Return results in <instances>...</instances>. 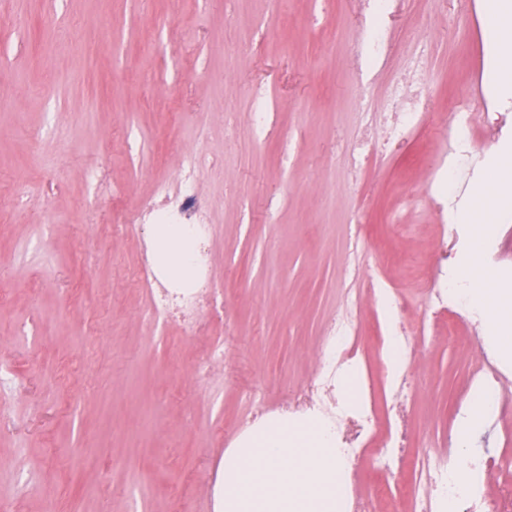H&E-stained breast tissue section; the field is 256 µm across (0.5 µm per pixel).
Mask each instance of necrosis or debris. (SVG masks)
<instances>
[{"label":"necrosis or debris","mask_w":512,"mask_h":512,"mask_svg":"<svg viewBox=\"0 0 512 512\" xmlns=\"http://www.w3.org/2000/svg\"><path fill=\"white\" fill-rule=\"evenodd\" d=\"M394 0H370L364 37L351 48L352 56L363 72L382 65L389 56L384 33L395 18ZM429 93L421 77L408 73L398 79L390 98L383 107L385 121L375 125L365 120L363 133L354 144L351 158L354 165L376 157L379 143H397L417 129L425 119ZM490 101L474 104L461 100L453 112L447 128L448 146L435 157L431 168L435 190L431 206L439 213L448 211V187L461 177L469 175L476 158L471 152L475 131L485 120ZM208 167L207 160L193 152H184L172 177L161 181L151 201L132 209L116 230L132 237L138 246L136 275L149 303L144 317L151 325L162 328L178 327L185 336L199 335L202 330L214 331L205 355L195 362L198 375H206L224 361L226 348L222 337L232 316L225 302L226 292L211 274L207 260L212 226L208 212L197 193L199 182ZM161 224L182 225L194 246L193 267L189 278L173 277L154 256L153 240L146 229ZM372 293L385 300L393 311L394 320L389 335L398 337L406 357H413L410 345V326L405 316L410 305L397 289L371 282ZM359 350L358 321L354 316L334 319L324 338L322 361L316 377L303 385L295 404L289 405L288 417L307 421L313 418L325 423L334 433L341 453L356 455L363 451L377 424L374 405L357 409L346 416L336 403V375L354 359ZM383 472L376 477L382 496H390L386 480L388 471L410 466L414 477L405 484L401 496L410 499L413 512H448L449 504L464 508L465 512H492L484 492V476L491 462L490 456L470 454L457 457L455 452L434 455L424 451L408 455L401 436L395 435L382 447Z\"/></svg>","instance_id":"1"}]
</instances>
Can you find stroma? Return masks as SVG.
Wrapping results in <instances>:
<instances>
[{
    "instance_id": "obj_1",
    "label": "stroma",
    "mask_w": 512,
    "mask_h": 512,
    "mask_svg": "<svg viewBox=\"0 0 512 512\" xmlns=\"http://www.w3.org/2000/svg\"><path fill=\"white\" fill-rule=\"evenodd\" d=\"M360 0H0V368L22 379L15 413L0 418V512H214L210 477L232 432L251 415L250 392L269 409L288 403L319 366L331 319L355 305L366 397L400 412L407 448L445 451L472 391L495 382L497 412L469 445L496 453L487 491L512 512V359L487 342L492 312L453 309L416 329L412 384L389 388L385 324L369 280L411 299L419 314L449 224L430 207L418 154L445 149L457 101L468 98L488 56L467 0H400L387 63L354 83L350 47ZM419 30L418 52L410 39ZM160 42L153 56L143 44ZM89 41L93 61L73 45ZM240 66L224 77V49ZM421 56L432 83L428 117L403 143L352 169L364 111L377 108ZM277 104L270 134L254 142L244 119L256 89ZM242 124L224 129V111ZM211 160L199 193L213 226L216 281L238 279L224 363L193 366L209 342L155 334L141 317L130 240L108 236V205L86 204L87 174L122 190L126 208L152 197L184 151ZM25 184L23 200L13 190ZM58 216L44 221L45 210ZM398 223H390V215ZM369 235L353 245L357 220ZM498 240L487 277L512 289V223L485 215ZM420 265L398 275L389 257ZM372 437L355 466L353 494L388 512L372 480Z\"/></svg>"
}]
</instances>
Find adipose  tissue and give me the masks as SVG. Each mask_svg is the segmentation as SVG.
Returning a JSON list of instances; mask_svg holds the SVG:
<instances>
[{
  "mask_svg": "<svg viewBox=\"0 0 512 512\" xmlns=\"http://www.w3.org/2000/svg\"><path fill=\"white\" fill-rule=\"evenodd\" d=\"M483 27L493 45L487 78L492 92L503 101L512 100V0H486L483 6ZM456 218L475 224L470 250L462 267L473 282L468 305L472 308L494 306L495 317L489 328L492 340L500 349L512 351V294L490 287L480 270L484 252V225L479 224L478 211L460 212Z\"/></svg>",
  "mask_w": 512,
  "mask_h": 512,
  "instance_id": "obj_1",
  "label": "adipose tissue"
}]
</instances>
